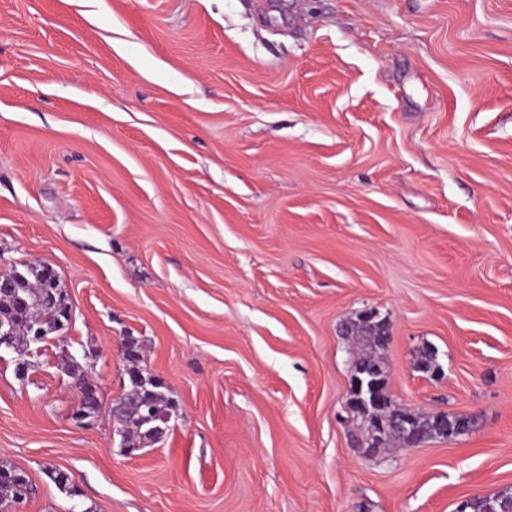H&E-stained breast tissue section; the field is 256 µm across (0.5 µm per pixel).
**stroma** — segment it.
Masks as SVG:
<instances>
[{"label":"stroma","mask_w":512,"mask_h":512,"mask_svg":"<svg viewBox=\"0 0 512 512\" xmlns=\"http://www.w3.org/2000/svg\"><path fill=\"white\" fill-rule=\"evenodd\" d=\"M22 262L56 272L105 401L133 336L178 412L126 456L112 420L70 419L55 344L23 378L1 350L23 512H456L512 489V0H0V272ZM366 309L394 402L469 434L354 442Z\"/></svg>","instance_id":"stroma-1"}]
</instances>
